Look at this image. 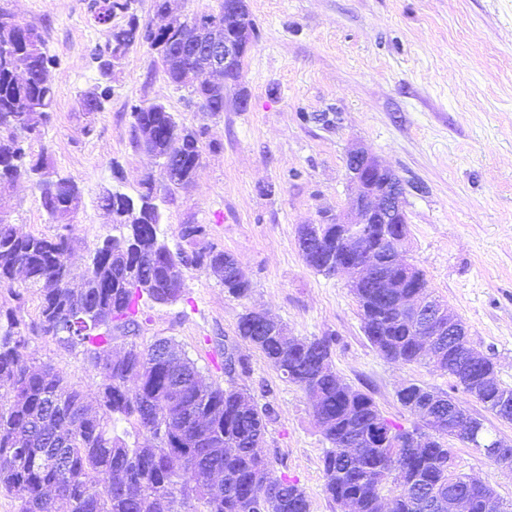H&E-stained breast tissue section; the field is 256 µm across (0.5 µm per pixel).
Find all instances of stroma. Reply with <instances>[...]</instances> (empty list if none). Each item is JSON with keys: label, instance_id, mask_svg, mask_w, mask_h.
Returning a JSON list of instances; mask_svg holds the SVG:
<instances>
[{"label": "stroma", "instance_id": "1", "mask_svg": "<svg viewBox=\"0 0 512 512\" xmlns=\"http://www.w3.org/2000/svg\"><path fill=\"white\" fill-rule=\"evenodd\" d=\"M88 5L0 0V11L34 27L56 60L50 120L30 148L81 189L68 218L77 237L71 278L82 280L90 254L115 233L98 204L103 191L136 200L153 184L160 237L172 247L182 225H206L208 241L239 261L249 295L228 294L207 269L186 271L178 302L143 300L137 342L174 339L205 383L222 385L224 347L235 345L251 366L237 386L258 401L271 396L279 407L262 453L304 488L310 512H337L324 491L329 444L311 396L237 336L242 313L267 312L299 338L335 337L337 375L369 392L382 414L406 429L421 420L398 401L399 389L451 386L433 366L381 357L364 335L348 275L318 273L300 255L301 225L351 206V150H368L402 180L404 260L424 272L433 293L465 322L470 345L512 387V0H248L256 37L239 82L247 107L230 99L213 116L169 82L157 53L144 45L131 47L115 67L102 110L84 111L83 95L98 78L92 51L107 39ZM152 102L180 124L206 130L202 165L188 187L165 191L163 169L133 140L131 108ZM0 213L23 234L62 230L32 180L0 191ZM25 353L94 397L100 378L80 351L33 334ZM453 448L458 473L512 501V471L471 445Z\"/></svg>", "mask_w": 512, "mask_h": 512}]
</instances>
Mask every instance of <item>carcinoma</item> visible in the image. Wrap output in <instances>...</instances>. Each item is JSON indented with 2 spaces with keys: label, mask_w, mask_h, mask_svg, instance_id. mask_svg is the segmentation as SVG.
<instances>
[{
  "label": "carcinoma",
  "mask_w": 512,
  "mask_h": 512,
  "mask_svg": "<svg viewBox=\"0 0 512 512\" xmlns=\"http://www.w3.org/2000/svg\"><path fill=\"white\" fill-rule=\"evenodd\" d=\"M90 9L108 31L105 46L95 50L105 86L84 95L86 111H101L114 68L136 44L156 51L169 81L184 86L187 60L166 46L177 47L192 33L185 23L177 20L161 32L132 16L125 25L112 26V16L127 11L129 0H92ZM0 53L8 60L0 66V185H6L47 171L41 159H33L29 143L40 138L49 119L54 61L34 28L2 12ZM225 90L202 84L190 95L201 111L217 114L224 111ZM131 117L134 133L150 131L153 148L161 152L171 137L178 140L169 164L173 184L166 191L192 183L201 166L203 131L179 124L161 103L135 105ZM71 184V179L49 176L38 183L42 206L55 221L68 212ZM131 203L119 192L99 197L100 207L110 214ZM304 228L317 242L302 255L306 266L319 273L335 267L336 225ZM141 231L137 249L122 250L120 238L95 249L81 287L70 288L72 234L21 235L0 217V286L13 287L16 274H23L25 290L40 300L36 329L64 349L81 350L100 377L94 408L62 372L51 365L33 366L24 354L21 322L6 311L0 323V380L10 383L11 394L0 401V491L15 498L18 512H57L59 500L69 512H309L305 490L288 475H275L259 452L277 410L233 384L236 376L249 372L247 358L236 347H224V359L233 363L224 387L203 385L195 362L171 338H157L144 348L133 341L122 356L112 355V331L138 334L142 299L161 305L181 299L183 284H168L169 268L176 263L188 270L202 268L203 250L216 249L213 243L201 245L207 236L202 224L181 228L188 250L180 246L173 251L160 243L157 223L144 224ZM224 256L218 250V257ZM221 281L234 297L250 291L249 281L237 278L230 264L224 265ZM354 296L364 334L380 356L448 371V355L441 360L431 356L384 289L361 288ZM236 335L286 380L314 396V417L331 445L322 459L324 490L343 512H425L429 497L445 512L450 487L471 495V512H483L477 481L448 463L454 457L448 438L406 449L418 431L394 425L369 393L337 376L335 338L290 336L283 323L254 310L241 314ZM459 348L469 358V379L453 380L448 392L412 384L397 393L398 401L425 422L433 399L458 404L455 392L460 390L512 422V413L499 411L502 400L512 401V388L497 380L489 357L465 340ZM116 417L127 421L142 441L130 445L112 434ZM394 456L401 463L396 476L390 469ZM101 484L108 487L105 498L98 492Z\"/></svg>",
  "instance_id": "obj_1"
}]
</instances>
